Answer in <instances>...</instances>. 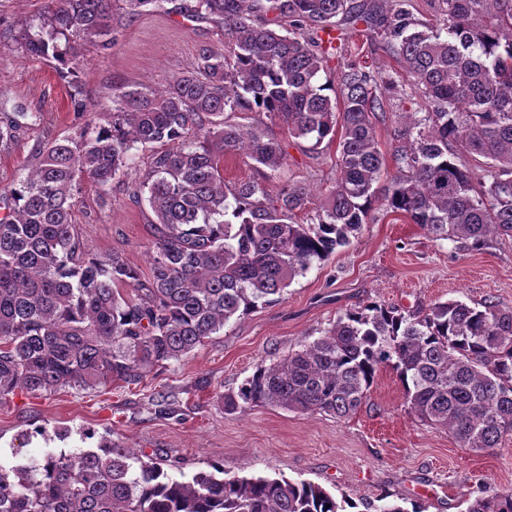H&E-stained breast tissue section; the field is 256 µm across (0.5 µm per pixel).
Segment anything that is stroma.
I'll list each match as a JSON object with an SVG mask.
<instances>
[{"label":"stroma","instance_id":"35a3bbf8","mask_svg":"<svg viewBox=\"0 0 512 512\" xmlns=\"http://www.w3.org/2000/svg\"><path fill=\"white\" fill-rule=\"evenodd\" d=\"M115 43L108 53L85 48L79 74L96 123H106L113 83L162 88L191 71L199 47L225 48L222 24L191 20L179 11H125L113 2ZM70 89L51 63L33 60L14 45H0V120L24 110L41 122L0 144V187L24 177L48 139L73 136L80 121L69 106ZM421 99L387 98L375 121L388 173H395L393 134L405 112H424ZM288 160L263 183L276 197L284 183L300 181L315 199L335 183L336 144L310 151L288 138ZM156 144L139 147L130 168L112 182L111 199L84 184L74 222L86 250L124 253L149 273L147 249L154 215L131 190L147 170ZM462 300L512 309V241L490 240L465 251L438 239L403 216L375 209L350 244L295 278L278 300L231 320L189 355L152 369L136 384L97 390L66 387L51 394L15 392L0 400V460L28 464L48 452L96 449L110 440L164 459L172 475L209 470L216 461L239 475L309 480L354 503L355 512L380 497L424 512H465L481 496L512 490V436L499 448L473 452L411 411L396 373L382 369L358 410L345 419L293 412L273 405L225 411L221 397L238 389L263 359L272 361L320 336L338 316L376 301L412 314L435 302Z\"/></svg>","mask_w":512,"mask_h":512}]
</instances>
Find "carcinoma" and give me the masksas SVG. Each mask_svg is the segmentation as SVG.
Wrapping results in <instances>:
<instances>
[{
  "label": "carcinoma",
  "mask_w": 512,
  "mask_h": 512,
  "mask_svg": "<svg viewBox=\"0 0 512 512\" xmlns=\"http://www.w3.org/2000/svg\"><path fill=\"white\" fill-rule=\"evenodd\" d=\"M134 16L172 0H124ZM188 18L224 25L222 53L198 49L193 71L162 90L112 84L108 125L77 84L80 46L109 51L112 0H50L16 47L54 63L84 120L47 141L38 165L0 189V399L132 384L187 356L294 279L328 260L368 223L376 203L469 250L512 241V0H440L442 24L415 17L411 0H184ZM380 39L408 88L376 76L337 24ZM65 40L60 46L59 40ZM343 59L339 81L320 82ZM393 92L425 100L422 119L395 130L398 173L379 193L385 159L373 118ZM248 112L319 148L338 142L340 177L314 209L302 184L276 201L250 179L226 192L221 159L253 168L287 162L281 141L224 118ZM160 143L136 203L155 216L150 275L124 254H89L73 224L80 186L106 197L137 145ZM483 158L479 177L459 155ZM312 209L309 223L293 221ZM391 367L411 410L464 448L487 451L512 435V309L434 303L417 315L373 303L339 316L283 359L259 362L224 410L269 404L354 413ZM353 504L307 480L239 476L224 463L171 476L162 463L103 441L95 451L49 452L0 464V512H347ZM466 512H512V491L478 497Z\"/></svg>",
  "instance_id": "obj_1"
}]
</instances>
